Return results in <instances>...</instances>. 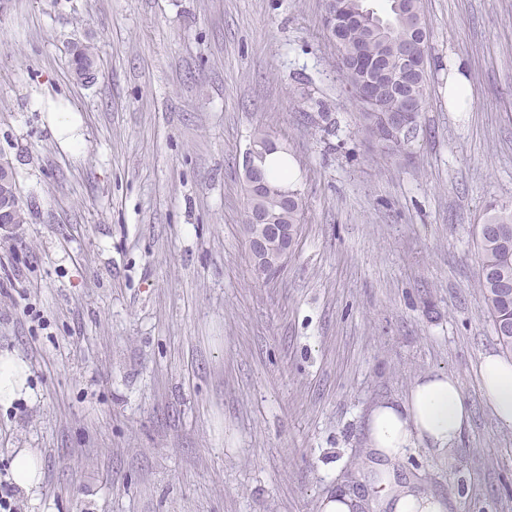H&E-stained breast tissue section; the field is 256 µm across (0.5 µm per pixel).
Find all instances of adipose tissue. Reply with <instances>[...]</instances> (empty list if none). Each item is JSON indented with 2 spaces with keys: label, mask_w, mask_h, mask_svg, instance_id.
I'll return each mask as SVG.
<instances>
[{
  "label": "adipose tissue",
  "mask_w": 512,
  "mask_h": 512,
  "mask_svg": "<svg viewBox=\"0 0 512 512\" xmlns=\"http://www.w3.org/2000/svg\"><path fill=\"white\" fill-rule=\"evenodd\" d=\"M480 386L499 423L512 430V359L496 352L482 354L477 369ZM471 422V407L454 375L418 377L405 399L374 405L367 418V452L381 461L384 492L377 512H454L456 494H442L420 485L399 483L394 470L409 449L426 448L449 458Z\"/></svg>",
  "instance_id": "ef3b65f1"
}]
</instances>
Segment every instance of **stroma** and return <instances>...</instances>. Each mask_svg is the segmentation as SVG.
Returning a JSON list of instances; mask_svg holds the SVG:
<instances>
[{"label":"stroma","mask_w":512,"mask_h":512,"mask_svg":"<svg viewBox=\"0 0 512 512\" xmlns=\"http://www.w3.org/2000/svg\"><path fill=\"white\" fill-rule=\"evenodd\" d=\"M422 4L426 102L393 155L361 130L323 0H0V158L30 211L0 231V357L25 368L0 402V482L23 448L43 470L16 512H320L348 475L373 497L371 407L442 373L471 426L399 478L512 512L472 241L487 204L512 205V0ZM258 128L305 201L267 282L243 234Z\"/></svg>","instance_id":"stroma-1"}]
</instances>
